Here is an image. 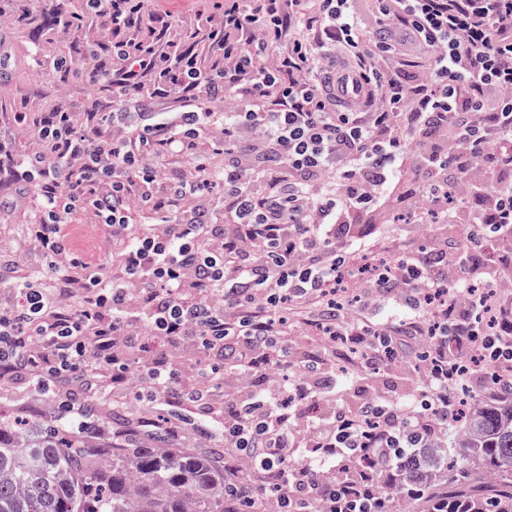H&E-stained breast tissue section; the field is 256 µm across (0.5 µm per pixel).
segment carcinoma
I'll return each mask as SVG.
<instances>
[{"mask_svg": "<svg viewBox=\"0 0 512 512\" xmlns=\"http://www.w3.org/2000/svg\"><path fill=\"white\" fill-rule=\"evenodd\" d=\"M486 395L455 414L453 447L412 448L377 512H512V376L488 364ZM97 443L89 428L0 414V512H229L224 449Z\"/></svg>", "mask_w": 512, "mask_h": 512, "instance_id": "obj_1", "label": "carcinoma"}]
</instances>
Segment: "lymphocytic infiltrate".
<instances>
[{
  "label": "lymphocytic infiltrate",
  "mask_w": 512,
  "mask_h": 512,
  "mask_svg": "<svg viewBox=\"0 0 512 512\" xmlns=\"http://www.w3.org/2000/svg\"><path fill=\"white\" fill-rule=\"evenodd\" d=\"M58 2L82 57L43 55L38 67L107 85L118 109L63 101L38 127L19 124L32 141L24 154L0 140V180L37 200L32 239L53 271L47 280L11 261L0 373L72 386L91 366L138 401L168 394L178 368L127 358L131 328L216 355L236 340L221 417L225 447L248 458L232 471L235 497H266L275 512L312 499L325 512H374L380 477L409 439L447 429L449 368L467 378L465 359L492 348L500 366L512 364V308L490 309L459 283L464 258L449 260L439 241L406 249L379 275L364 232L391 211L422 214L506 244L502 260L512 261V184L485 180L512 164V0H376L378 28L432 59L407 78L390 47L370 49L355 0H193L191 33L149 0ZM340 61L363 99L336 103L326 76ZM227 136L242 149L212 166L210 149ZM186 156L192 165L175 169ZM80 218L111 228L120 274L72 251L67 226ZM364 280L381 295L405 289L403 325L340 316L338 287ZM307 312L326 343L352 337L378 369L397 359L402 335L419 337L412 363L424 384L398 407L369 395L347 414L327 400L301 413L324 363L274 341ZM276 365L297 370L292 387L268 384ZM306 446L317 456L297 464ZM364 456L370 466L358 467ZM256 465L267 475L260 487Z\"/></svg>",
  "instance_id": "1"
}]
</instances>
